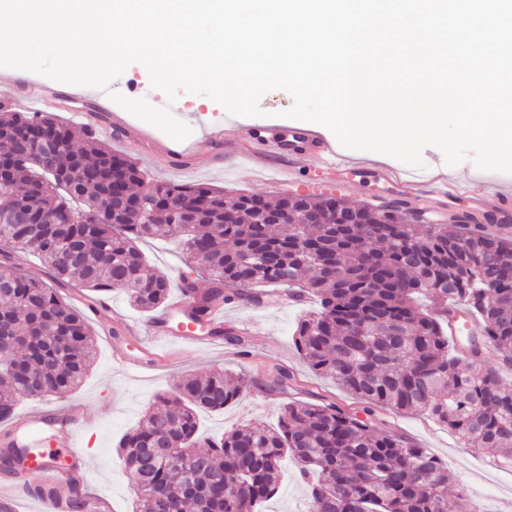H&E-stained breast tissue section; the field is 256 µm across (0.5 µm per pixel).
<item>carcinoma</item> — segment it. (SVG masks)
<instances>
[{
  "label": "carcinoma",
  "instance_id": "carcinoma-1",
  "mask_svg": "<svg viewBox=\"0 0 512 512\" xmlns=\"http://www.w3.org/2000/svg\"><path fill=\"white\" fill-rule=\"evenodd\" d=\"M73 140L55 115L0 114V320L17 337L0 350V422L21 394H69L89 372L94 336L66 291L121 289L142 311L166 303L171 279L150 270L137 241L169 237L185 255L190 272L179 288L198 318L215 305L250 304L270 285L314 301L294 343L311 371L359 407L291 401L273 429L245 424L214 438L200 433L198 413L224 410L246 379L187 376L155 396L118 442L134 512H257L276 494L288 458L308 479L312 512H447L448 466L375 425L377 409L426 414L466 447L512 465V385L500 376L512 368V239L477 230L468 215L423 235L396 206L344 199L360 223L336 224L322 194L272 204L206 184L150 182L94 135L81 146ZM128 199L146 203L150 222ZM259 202L288 208V223L256 222ZM17 207L26 211L21 224L7 215ZM26 248L47 278L12 262ZM199 279L210 288L199 291ZM456 304L483 324L463 358L448 351ZM489 352L501 369L481 367ZM298 387L293 372L274 369L271 391Z\"/></svg>",
  "mask_w": 512,
  "mask_h": 512
}]
</instances>
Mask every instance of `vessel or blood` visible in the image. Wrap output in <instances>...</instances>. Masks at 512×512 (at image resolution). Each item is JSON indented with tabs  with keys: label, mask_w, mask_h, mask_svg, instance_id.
I'll return each mask as SVG.
<instances>
[{
	"label": "vessel or blood",
	"mask_w": 512,
	"mask_h": 512,
	"mask_svg": "<svg viewBox=\"0 0 512 512\" xmlns=\"http://www.w3.org/2000/svg\"><path fill=\"white\" fill-rule=\"evenodd\" d=\"M295 145L288 150V162L271 167L277 181L294 180L299 171L326 172L339 169L340 161L330 146L314 131L294 133ZM374 180L399 188L396 206L414 199L432 203L434 213L461 212L483 222L485 230L505 231L512 228V192L489 195L483 185L447 180L410 178L394 167L373 169ZM223 307L212 308L204 319L192 315L186 297H178L145 327L128 325L126 341L135 342L137 353L121 352L115 359L118 367L143 373L164 362L166 343L175 342L207 348L223 343ZM480 322L465 308L449 315L448 334L452 337L478 336ZM81 422L70 415L47 407L26 412L7 432V447L25 456L22 466L0 473V512H110L108 501L88 491L89 463L76 450Z\"/></svg>",
	"instance_id": "b4317fda"
}]
</instances>
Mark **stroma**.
<instances>
[{
  "mask_svg": "<svg viewBox=\"0 0 512 512\" xmlns=\"http://www.w3.org/2000/svg\"><path fill=\"white\" fill-rule=\"evenodd\" d=\"M55 88L58 99L51 108L52 113L78 131L87 125H97L101 140L113 151L132 157L150 181L203 183L233 194L258 193L273 201L289 192L288 186L256 175L251 168L235 165L232 157L224 152L225 142L236 139L248 124L263 137L288 139L298 122L284 116L294 105L292 95L286 91L267 92L260 100L261 116L233 118L223 106L205 95L182 91L176 100H168L163 91L152 87L146 70L128 65L112 82V90L131 99H146L157 108L174 106L178 120L192 129L185 141L182 163L173 166L158 160L154 154L153 139L160 134L156 127L132 116L120 134H108L107 121L99 117L103 107L96 93L76 95L60 82ZM422 156L424 167L409 168V175L424 177L441 170L459 180L512 189V174L483 171L469 160L456 167L446 166L442 152L434 147L425 148ZM299 181L310 192L331 191L352 202L366 201L377 190L372 178L362 171L339 170L324 175L304 172ZM109 296L114 315L92 321L96 355L90 373L63 405L97 416L93 427L81 433L79 443L89 460L93 490L109 496L115 512H133L130 479L121 470L116 446L122 435L143 416L150 399L169 392L182 376L224 370L244 375L248 381L242 397L227 405L224 411L200 414L199 428L210 436L221 435L247 422L277 424L282 398L267 388L272 369L277 365L288 368L310 390L337 404L344 407L355 404L351 395L313 375L299 357L293 330L303 311L300 305L226 304L224 326L235 332L250 329L251 337L245 344L227 342L211 350L177 345L167 364L145 374L131 375L112 361L113 353L121 351L122 342H107L104 333L116 331L121 324L147 322L150 315L133 307L122 290H111ZM376 418L386 428L409 436L429 455L447 463L451 477L448 512H457V496L461 493L468 499L469 512H512V472L500 470L490 455L465 447L455 434L425 416L380 410ZM308 509L307 483L296 464L285 461L278 492L261 510L308 512Z\"/></svg>",
  "mask_w": 512,
  "mask_h": 512,
  "instance_id": "35a3bbf8",
  "label": "stroma"
}]
</instances>
